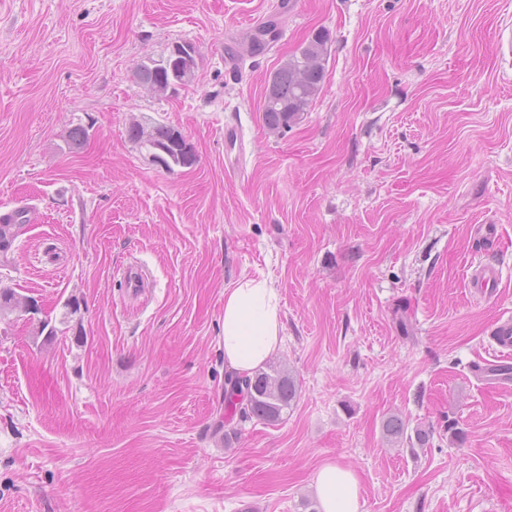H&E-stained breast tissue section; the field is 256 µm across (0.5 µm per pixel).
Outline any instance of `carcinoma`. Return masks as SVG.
I'll return each instance as SVG.
<instances>
[{"label":"carcinoma","instance_id":"obj_1","mask_svg":"<svg viewBox=\"0 0 512 512\" xmlns=\"http://www.w3.org/2000/svg\"><path fill=\"white\" fill-rule=\"evenodd\" d=\"M329 34L319 31L307 38L295 52L280 64L270 76L263 100V118L272 130H288L299 123L321 92L325 75L326 45ZM166 56H159V65L142 63L137 67L138 80L149 90L167 89L183 82L184 72L162 65ZM130 140L146 148H162L161 162L166 169L189 167L195 163L194 154L187 148L182 135L161 123L145 125L134 122L127 130ZM26 227L24 223L0 224V257L7 258L15 240ZM26 297L11 288H0V315L22 306ZM297 383L283 365L268 362L252 375L227 376L224 391V413L229 417L257 419L266 424L283 420L297 397ZM386 438L411 448L424 447L430 438L427 430L417 428L408 434L404 420L392 415L383 423Z\"/></svg>","mask_w":512,"mask_h":512}]
</instances>
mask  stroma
Listing matches in <instances>:
<instances>
[{"mask_svg":"<svg viewBox=\"0 0 512 512\" xmlns=\"http://www.w3.org/2000/svg\"><path fill=\"white\" fill-rule=\"evenodd\" d=\"M321 30L319 96L270 130L269 76ZM511 30L512 0H0V205L31 208L0 286L41 309L0 317V512H306L326 465L359 512H512V382L475 375L512 317ZM179 42L195 82L149 91ZM145 117L195 164L132 142ZM263 277L298 396L228 422L224 291ZM393 413L428 445L391 444ZM469 270L470 288H478V292L485 295L491 294L493 288H497L499 271L496 267L478 260L471 264Z\"/></svg>","mask_w":512,"mask_h":512,"instance_id":"1","label":"stroma"}]
</instances>
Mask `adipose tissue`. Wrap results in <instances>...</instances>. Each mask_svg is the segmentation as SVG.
<instances>
[{
    "mask_svg": "<svg viewBox=\"0 0 512 512\" xmlns=\"http://www.w3.org/2000/svg\"><path fill=\"white\" fill-rule=\"evenodd\" d=\"M278 292L266 279H244L224 291L225 362L250 375L268 361L281 342ZM322 512H359L358 481L352 471L324 466L315 479Z\"/></svg>",
    "mask_w": 512,
    "mask_h": 512,
    "instance_id": "ef3b65f1",
    "label": "adipose tissue"
}]
</instances>
